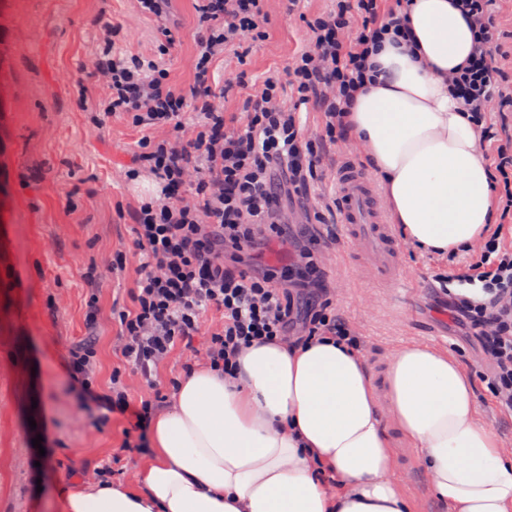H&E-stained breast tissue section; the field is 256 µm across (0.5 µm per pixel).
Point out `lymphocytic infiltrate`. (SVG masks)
Returning a JSON list of instances; mask_svg holds the SVG:
<instances>
[{
	"instance_id": "1",
	"label": "lymphocytic infiltrate",
	"mask_w": 512,
	"mask_h": 512,
	"mask_svg": "<svg viewBox=\"0 0 512 512\" xmlns=\"http://www.w3.org/2000/svg\"><path fill=\"white\" fill-rule=\"evenodd\" d=\"M138 12L161 19L162 40L149 56L116 51L112 24H104L95 65L110 90L96 103V128L116 114L142 130L141 170L161 184L157 201L140 206L132 224L138 278L128 303H113L121 332V354L154 397L132 407L120 389L94 392L92 342L71 353L68 370L84 397L96 404L101 423L111 414L129 415V436L147 445L149 421L159 392L158 366L180 348L191 347L208 314L222 315V327L209 332L205 360L232 373L242 351L260 342L299 344L325 336L351 347L361 341L336 314V303L319 275V239L310 226L297 234V261L278 272H260L242 263L257 241L284 238L288 226L278 210L282 198L308 199L324 176V142L344 135V114L365 79L371 49L389 39L408 44L410 0L381 10L379 0H336L329 14L307 22L310 45L299 52L286 78L268 77L250 90L244 70L215 83L213 64L226 47L246 58L250 41L263 38L264 0H195L199 17L195 82L190 93L168 81L166 56L177 37L165 26L168 0H135ZM496 0H461L477 33L472 61L451 79L453 89L473 112L479 144L498 142L505 126L492 122L489 105L512 108L499 96L503 80L494 52ZM243 97L245 121L227 118L218 98ZM322 114V134L306 136L302 112ZM166 130L154 138L155 130ZM482 271L462 268L438 277L453 318L471 330L490 368L491 394L499 411L512 416V251L498 235L482 240Z\"/></svg>"
}]
</instances>
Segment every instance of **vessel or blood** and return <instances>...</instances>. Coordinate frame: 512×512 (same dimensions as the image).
<instances>
[{
	"label": "vessel or blood",
	"mask_w": 512,
	"mask_h": 512,
	"mask_svg": "<svg viewBox=\"0 0 512 512\" xmlns=\"http://www.w3.org/2000/svg\"><path fill=\"white\" fill-rule=\"evenodd\" d=\"M342 241L351 249H374L380 273L390 282H398L402 269L401 250L394 232L386 224L376 199L373 181L348 159L336 169Z\"/></svg>",
	"instance_id": "b4317fda"
}]
</instances>
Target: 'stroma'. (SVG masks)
Instances as JSON below:
<instances>
[{"instance_id":"obj_1","label":"stroma","mask_w":512,"mask_h":512,"mask_svg":"<svg viewBox=\"0 0 512 512\" xmlns=\"http://www.w3.org/2000/svg\"><path fill=\"white\" fill-rule=\"evenodd\" d=\"M333 0H306L302 16L287 15L282 0H265V39L254 42L245 68L254 85L282 71L305 48V17L326 13ZM180 46L169 62L177 89L194 79L198 16L194 0H170ZM134 32L118 50L148 55L158 23L136 13L133 0H13L0 15V53L8 81L0 112V512H54L61 489L97 481L102 466L116 483L132 482L147 449H124L126 416L114 413L99 425V411L81 407L66 374L70 351L86 339L96 349V389L111 393L120 373L133 402L152 393L120 353L113 300H128L137 278L135 263L112 272L116 250L131 243L132 215L158 187L148 173L120 178L133 166L140 137L123 115L104 129L93 124L92 102L108 92L95 73L94 57L104 22ZM70 81H63V74ZM83 80L88 100L70 82ZM470 253H460L464 264ZM403 287L379 283L371 269L354 267L350 250L337 245L320 266L336 291V310L363 341L361 356L379 399L388 393L393 354L409 345L428 346L460 359L473 376L477 413L501 448L512 451V418L502 415L482 375L476 339L438 313L432 290L447 257L403 247ZM96 281H88L89 269ZM99 297L96 328L86 324V302ZM393 448L392 478L417 512H444L427 489L420 451L385 418ZM42 436L41 447L32 444Z\"/></svg>"}]
</instances>
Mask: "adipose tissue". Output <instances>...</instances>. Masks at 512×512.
Returning a JSON list of instances; mask_svg holds the SVG:
<instances>
[{"instance_id":"obj_1","label":"adipose tissue","mask_w":512,"mask_h":512,"mask_svg":"<svg viewBox=\"0 0 512 512\" xmlns=\"http://www.w3.org/2000/svg\"><path fill=\"white\" fill-rule=\"evenodd\" d=\"M411 48L384 41L347 114L394 223L417 247L467 248L493 223L492 174L474 120L448 83L475 32L453 0H414ZM389 402L420 448L446 512H512V453L477 416L453 355L410 345L388 368ZM135 485L61 494L59 512H412L390 479L392 450L360 354L336 339L252 345L233 377L185 373L151 422Z\"/></svg>"}]
</instances>
